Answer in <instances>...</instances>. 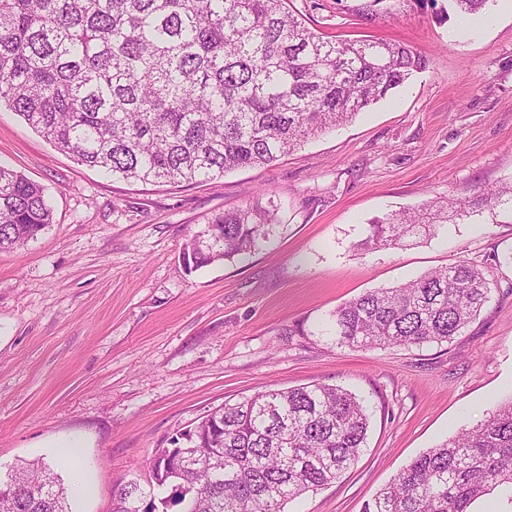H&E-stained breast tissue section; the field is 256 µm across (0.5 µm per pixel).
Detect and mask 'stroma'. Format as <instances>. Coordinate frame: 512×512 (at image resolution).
I'll list each match as a JSON object with an SVG mask.
<instances>
[{"instance_id":"stroma-1","label":"stroma","mask_w":512,"mask_h":512,"mask_svg":"<svg viewBox=\"0 0 512 512\" xmlns=\"http://www.w3.org/2000/svg\"><path fill=\"white\" fill-rule=\"evenodd\" d=\"M290 0L328 36L412 46L430 64L349 124L270 166L220 181L130 184L55 150L0 109V163L41 185L54 222L0 252V470L82 444L89 495L147 484L146 461L224 401L279 386L340 385L367 406L358 461L287 512H363L414 458L512 398V213H484L398 249L354 251L368 224L512 181V12L438 20L416 0ZM274 200L269 242L186 272L206 216ZM460 260L489 300L452 342L351 350L324 327L353 298Z\"/></svg>"}]
</instances>
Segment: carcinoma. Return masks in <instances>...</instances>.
Here are the masks:
<instances>
[{
    "mask_svg": "<svg viewBox=\"0 0 512 512\" xmlns=\"http://www.w3.org/2000/svg\"><path fill=\"white\" fill-rule=\"evenodd\" d=\"M438 14L482 17L490 0H447ZM429 60L384 40L333 39L289 0H0V104L56 150L129 182L219 180L269 165L385 99ZM512 212V182L473 201L431 200L370 224L363 251L430 238L484 211ZM274 201L213 214L183 245L191 273L257 250ZM53 223L44 189L0 165V252ZM485 270L460 261L333 312L350 349L451 342L488 301ZM367 408L326 383L226 401L176 448L148 459L154 484L121 485L113 512H284L355 463ZM512 490V398L402 468L365 512H472ZM69 489L43 459L0 474V512H71Z\"/></svg>",
    "mask_w": 512,
    "mask_h": 512,
    "instance_id": "obj_1",
    "label": "carcinoma"
}]
</instances>
